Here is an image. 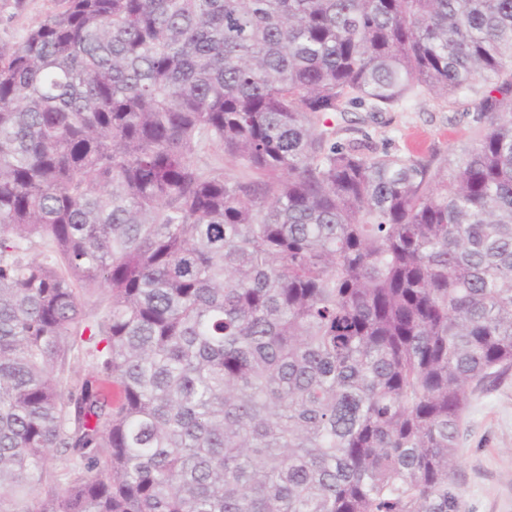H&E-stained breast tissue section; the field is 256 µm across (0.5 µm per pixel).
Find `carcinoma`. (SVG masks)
<instances>
[{
    "label": "carcinoma",
    "instance_id": "carcinoma-1",
    "mask_svg": "<svg viewBox=\"0 0 512 512\" xmlns=\"http://www.w3.org/2000/svg\"><path fill=\"white\" fill-rule=\"evenodd\" d=\"M57 2L0 47V512H465L512 0ZM426 95L476 114L453 165L336 141Z\"/></svg>",
    "mask_w": 512,
    "mask_h": 512
}]
</instances>
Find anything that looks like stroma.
<instances>
[{"label": "stroma", "mask_w": 512, "mask_h": 512, "mask_svg": "<svg viewBox=\"0 0 512 512\" xmlns=\"http://www.w3.org/2000/svg\"><path fill=\"white\" fill-rule=\"evenodd\" d=\"M57 7L56 0H0V45L12 46ZM336 125L367 135L378 153L421 151L443 162L469 146L475 136L471 113L423 96L393 112L353 107ZM458 473L466 512H512V370L488 392L470 401L458 448Z\"/></svg>", "instance_id": "1"}]
</instances>
